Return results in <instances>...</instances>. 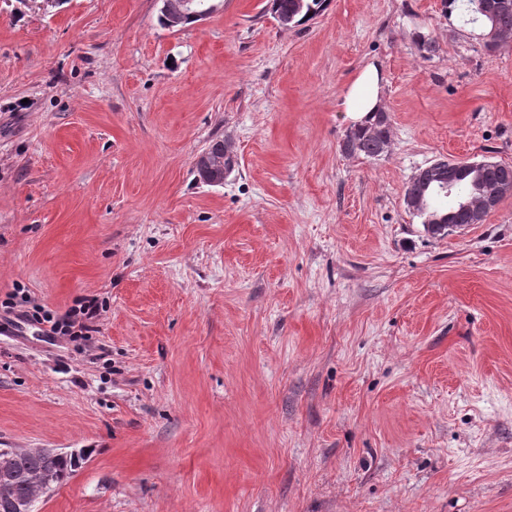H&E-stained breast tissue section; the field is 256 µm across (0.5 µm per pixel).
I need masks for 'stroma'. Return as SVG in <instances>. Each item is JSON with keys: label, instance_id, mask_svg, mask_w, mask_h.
<instances>
[{"label": "stroma", "instance_id": "35a3bbf8", "mask_svg": "<svg viewBox=\"0 0 512 512\" xmlns=\"http://www.w3.org/2000/svg\"><path fill=\"white\" fill-rule=\"evenodd\" d=\"M265 3L0 0V301L105 302L87 340L0 319V448L86 450L36 512H512V197L443 238L403 205L436 159L512 165V40ZM370 62L376 159L340 148ZM160 10L166 15L168 23L174 27L181 25L187 17L198 18L203 21L211 17L216 11L221 9L223 1L221 0H160ZM161 11L158 15L159 24L167 29H172L167 24ZM189 21L181 27L192 24ZM325 2L326 0H268L266 7L279 24L286 22L288 26H298L318 15ZM387 83L381 66L370 63L343 91L342 106L350 117L353 127L366 124L375 112L383 108V90ZM235 158L231 148L223 142H216L194 159L199 176L210 185H221L224 176L232 171Z\"/></svg>", "mask_w": 512, "mask_h": 512}]
</instances>
